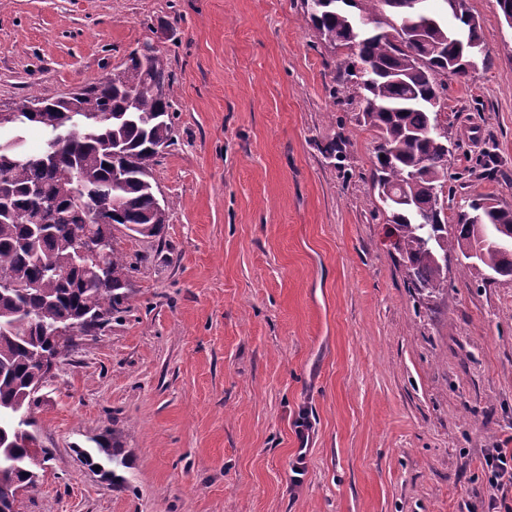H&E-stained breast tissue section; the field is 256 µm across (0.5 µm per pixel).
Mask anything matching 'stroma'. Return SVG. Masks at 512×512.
<instances>
[{"mask_svg": "<svg viewBox=\"0 0 512 512\" xmlns=\"http://www.w3.org/2000/svg\"><path fill=\"white\" fill-rule=\"evenodd\" d=\"M478 66L444 79L449 211L512 208V26L465 0ZM304 0H0V109L119 72L151 43L174 142L167 222L114 226L128 301L31 406L51 458L16 512H466L512 448V275L448 256L414 289ZM336 145L335 157L325 149ZM114 430L112 485L84 459Z\"/></svg>", "mask_w": 512, "mask_h": 512, "instance_id": "obj_1", "label": "stroma"}]
</instances>
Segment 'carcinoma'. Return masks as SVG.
<instances>
[{
	"label": "carcinoma",
	"instance_id": "obj_1",
	"mask_svg": "<svg viewBox=\"0 0 512 512\" xmlns=\"http://www.w3.org/2000/svg\"><path fill=\"white\" fill-rule=\"evenodd\" d=\"M427 2L306 0V7L320 39L346 50L340 82L359 90L360 123L379 140L373 182L390 210L395 249L411 283L433 293L447 278L451 252L512 274V209L480 195L449 219L434 204L448 170V135L438 121L442 76L468 74L455 44L459 29L480 35L463 0H442L449 18ZM148 51L146 66L130 67L136 88L107 76L71 95L23 101L30 111L16 123L68 134L54 160L39 149L14 165V146L0 142V278L11 283L0 288V507L15 502L17 487L38 486L24 476L34 422L15 409L29 408L43 355L59 359L72 346V336L58 330L75 324L90 335L128 298L131 267L112 243L100 248V265L82 266L80 232L97 227L98 214L142 236L166 223L152 169L158 149L173 142L171 74L162 53ZM95 443L115 466L125 465L109 432Z\"/></svg>",
	"mask_w": 512,
	"mask_h": 512
}]
</instances>
